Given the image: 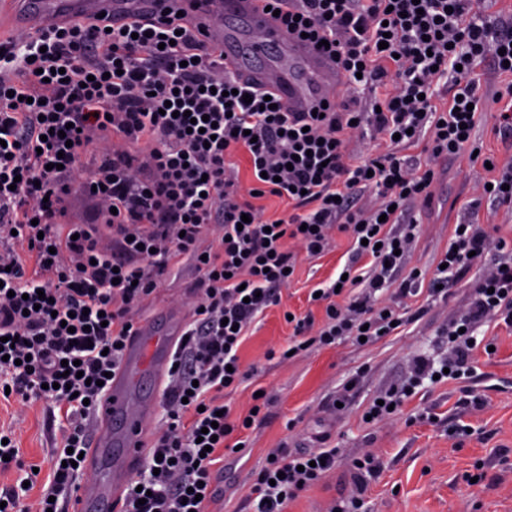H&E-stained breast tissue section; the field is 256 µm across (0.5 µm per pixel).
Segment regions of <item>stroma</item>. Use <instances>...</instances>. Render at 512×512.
<instances>
[{"label": "stroma", "instance_id": "stroma-1", "mask_svg": "<svg viewBox=\"0 0 512 512\" xmlns=\"http://www.w3.org/2000/svg\"><path fill=\"white\" fill-rule=\"evenodd\" d=\"M410 153L420 162L430 161L423 147L411 148ZM433 164L434 198L415 208L421 231L403 262L406 274L434 271L458 224L473 221L512 240V208L483 195L488 174L481 165L464 158H442ZM349 249L348 237L340 233L321 257L300 261L293 281L281 291L280 304L267 310L244 342L241 357L244 363L257 364L258 371L224 401L242 411L252 391L261 388L268 403L264 420L248 432L246 448L225 453L213 512H250L248 496L267 449L283 445L309 451L317 448L324 434L343 448L344 457L285 512H323L329 501L345 499L356 484L351 461L369 448L382 461L380 472L366 480L369 512H512V330L496 325L477 329L472 378L423 380L390 420L375 423L366 418L375 397L406 383L414 358H426L437 368L445 363L451 345L444 322L467 305L478 270L453 284L447 302L433 303L418 321L375 345L359 347L346 341L284 361L264 360L267 349L287 347L292 337L285 312L306 313L310 289L334 279ZM194 278L192 265L183 264L140 305L139 320L173 308L175 300H191ZM489 345L495 348L490 355L485 352ZM352 378L357 384L348 393L345 408L332 414L327 408L331 392ZM63 425L46 401L24 407L1 402L0 427L10 429L19 455L17 463L0 471V487L20 484L33 465L39 470L36 487L49 484L52 450L60 442ZM473 475L480 482L471 487L467 480Z\"/></svg>", "mask_w": 512, "mask_h": 512}]
</instances>
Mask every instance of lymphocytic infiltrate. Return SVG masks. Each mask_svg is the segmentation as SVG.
Returning <instances> with one entry per match:
<instances>
[{"label": "lymphocytic infiltrate", "instance_id": "f902f5d3", "mask_svg": "<svg viewBox=\"0 0 512 512\" xmlns=\"http://www.w3.org/2000/svg\"><path fill=\"white\" fill-rule=\"evenodd\" d=\"M267 2L289 32L328 41L353 89L322 116L265 107L264 91L241 86L175 13L112 28L48 22L0 42V397L50 401L68 422L36 510L10 486L0 488V512H47L49 497L71 498L82 469L69 461L91 444L99 381L120 363L133 310L181 259L197 272V302L174 351L165 417L121 512H209L216 464L249 428L224 404L250 374L239 349L258 314L279 305L298 257L324 253L335 232L351 239L347 278L322 288L323 320L294 317L295 352L392 335L423 316L420 295L438 296L494 250L496 267L448 325L450 377L472 373L477 327L512 328V253L480 225L454 233L429 282L396 277L415 236L412 209L431 202L435 179L401 151L424 141L436 158L474 153L476 59L508 78L494 95V131L512 148V23L490 21L472 0ZM366 135L390 151L352 161L349 143ZM241 149L247 187L231 162ZM87 153L97 165L81 179ZM76 192L105 204L103 223H66ZM368 193L375 202L362 205ZM267 197L287 211L267 215ZM385 288L394 301H417L410 317L379 298ZM66 360L78 373L65 374ZM339 454L325 437L308 452L270 449L252 512H284Z\"/></svg>", "mask_w": 512, "mask_h": 512}]
</instances>
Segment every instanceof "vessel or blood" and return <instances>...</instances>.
<instances>
[{"label":"vessel or blood","mask_w":512,"mask_h":512,"mask_svg":"<svg viewBox=\"0 0 512 512\" xmlns=\"http://www.w3.org/2000/svg\"><path fill=\"white\" fill-rule=\"evenodd\" d=\"M171 10L193 21L201 46L223 54L243 81L273 92L287 111H313L322 102H335L344 89L329 54L289 34L266 12L263 0H0V16L17 33L39 21L67 24L100 17L115 25L135 19L158 24ZM184 328V313L170 311L163 319L137 323L128 336L87 450L86 464L95 477L78 487L71 512H117L148 449L163 380Z\"/></svg>","instance_id":"1"}]
</instances>
